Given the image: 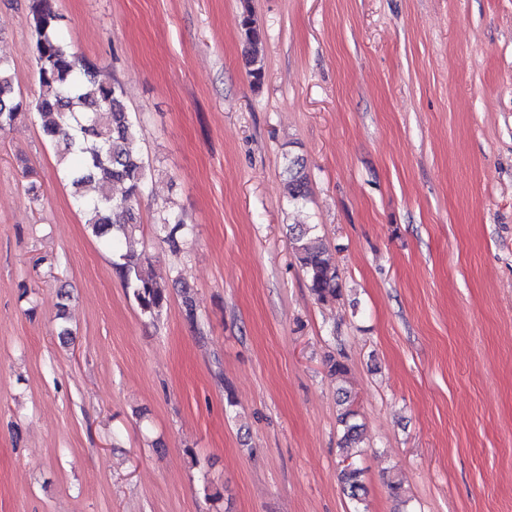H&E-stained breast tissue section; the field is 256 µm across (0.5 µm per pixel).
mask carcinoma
I'll return each mask as SVG.
<instances>
[{
	"mask_svg": "<svg viewBox=\"0 0 512 512\" xmlns=\"http://www.w3.org/2000/svg\"><path fill=\"white\" fill-rule=\"evenodd\" d=\"M59 19L51 0H33L28 22L36 36L38 79L43 88L34 106L17 97L13 66L9 59L0 57V132L11 129L31 110L37 114L42 133L54 145L57 163L85 211L91 234L103 239L112 251V265L141 316L155 321L167 308L168 284L145 271L148 257L131 245L149 177V167L139 150V130L127 112L123 85L100 79L96 63L72 51L59 35ZM241 39L249 52V76L259 86L264 80L259 51L262 34L248 8L243 14ZM285 173L289 202L305 204L311 190L302 159L286 158ZM115 184L124 186L119 196L112 193ZM85 185L94 186L93 196L80 194ZM183 228L180 219L163 225V242L177 248ZM288 232L311 293L319 301L340 296L336 267L316 234V225L291 224ZM338 405L343 427L340 447L347 461L340 470V480L344 493L360 504L365 499V486L355 456L362 442L361 425L347 390H338Z\"/></svg>",
	"mask_w": 512,
	"mask_h": 512,
	"instance_id": "cac0c4a2",
	"label": "carcinoma"
}]
</instances>
